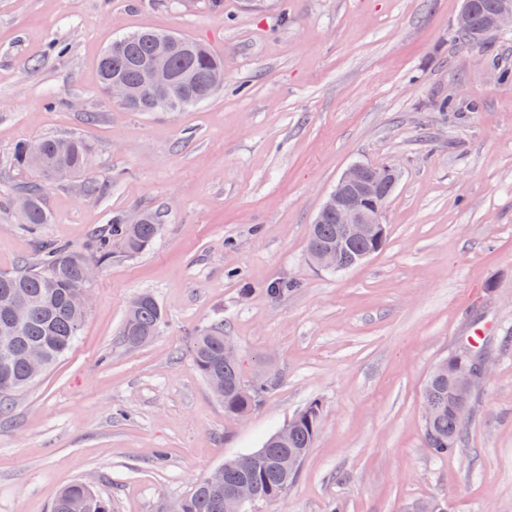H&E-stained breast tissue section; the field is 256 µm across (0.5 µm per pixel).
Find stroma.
<instances>
[{
  "label": "stroma",
  "mask_w": 512,
  "mask_h": 512,
  "mask_svg": "<svg viewBox=\"0 0 512 512\" xmlns=\"http://www.w3.org/2000/svg\"><path fill=\"white\" fill-rule=\"evenodd\" d=\"M0 0V272L43 242L88 251L112 213L153 210L154 245L99 270L72 352L0 402V512H51L85 482L114 512H164L225 461L260 448L311 402L320 430L299 477L251 512H512V30L459 45L462 0ZM201 40L224 85L180 112H129L98 61L137 29ZM450 99L454 110L440 104ZM77 136L86 177L50 185L29 232L6 204L36 181L21 140ZM354 163L397 164L385 248L340 274L308 260L310 226ZM103 191L86 196L87 177ZM288 285L280 295L275 285ZM151 293L164 323L120 337ZM223 320L244 379L225 415L194 368L190 333ZM492 345L467 438L432 457L426 379L461 337Z\"/></svg>",
  "instance_id": "1"
}]
</instances>
